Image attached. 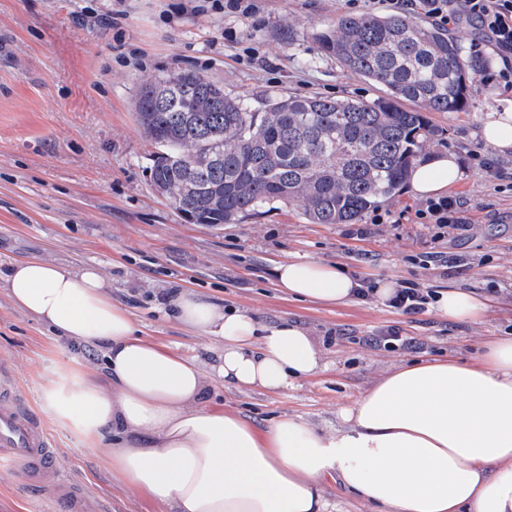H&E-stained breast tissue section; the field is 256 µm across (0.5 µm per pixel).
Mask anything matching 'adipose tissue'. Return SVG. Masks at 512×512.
<instances>
[{"label":"adipose tissue","mask_w":512,"mask_h":512,"mask_svg":"<svg viewBox=\"0 0 512 512\" xmlns=\"http://www.w3.org/2000/svg\"><path fill=\"white\" fill-rule=\"evenodd\" d=\"M458 173L454 154H437L414 169L410 191L443 194ZM273 274L297 301L342 306L361 286L315 257L280 262ZM6 288L15 307L102 360L95 375L69 356L43 389L46 412L166 512H330L329 480L370 512H512V338L488 340L472 363L393 367L333 425L285 414L259 432L202 397L217 383L282 394L322 372L324 353L303 327L263 324L180 291L177 319L218 344L206 369L142 336L96 266L21 260ZM433 309L477 323L487 305L448 289Z\"/></svg>","instance_id":"obj_1"}]
</instances>
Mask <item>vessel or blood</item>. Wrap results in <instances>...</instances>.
<instances>
[{
  "label": "vessel or blood",
  "instance_id": "obj_1",
  "mask_svg": "<svg viewBox=\"0 0 512 512\" xmlns=\"http://www.w3.org/2000/svg\"><path fill=\"white\" fill-rule=\"evenodd\" d=\"M13 381L0 369V471L23 474L33 484L49 486L67 512H103L86 491L69 482L55 463L54 444L40 417L13 396Z\"/></svg>",
  "mask_w": 512,
  "mask_h": 512
}]
</instances>
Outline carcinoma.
Instances as JSON below:
<instances>
[{
	"label": "carcinoma",
	"instance_id": "1",
	"mask_svg": "<svg viewBox=\"0 0 512 512\" xmlns=\"http://www.w3.org/2000/svg\"><path fill=\"white\" fill-rule=\"evenodd\" d=\"M323 53L385 89L374 101L269 93L256 109L191 70L159 75L135 104L154 148L150 181L191 224H233L295 205L309 224H356L394 196L440 130L465 112L491 61L404 14L346 13Z\"/></svg>",
	"mask_w": 512,
	"mask_h": 512
}]
</instances>
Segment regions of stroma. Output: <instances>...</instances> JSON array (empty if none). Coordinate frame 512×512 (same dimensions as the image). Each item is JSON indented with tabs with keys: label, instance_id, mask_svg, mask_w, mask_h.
I'll return each mask as SVG.
<instances>
[{
	"label": "stroma",
	"instance_id": "stroma-1",
	"mask_svg": "<svg viewBox=\"0 0 512 512\" xmlns=\"http://www.w3.org/2000/svg\"><path fill=\"white\" fill-rule=\"evenodd\" d=\"M251 18L194 13L188 0H125L119 27L107 19L112 0H0V365L20 397L42 415L63 473L108 512H165L132 494L100 454L82 448L43 406V388L69 346L10 301L5 279L13 262L39 257L77 267L96 265L112 297L142 333L171 351L210 366L214 341L175 318L174 293L193 289L212 303L282 318L308 329L327 369L283 394L216 387L206 402L237 412L257 427L296 414L335 423L386 370L410 361L476 360L493 336H512V152L478 135L482 117L512 104V92L479 76L464 112H434L442 135L428 153L457 155L459 179L450 195L466 201L468 225L443 240L422 224H383L363 240L343 224H309L294 206L236 224H190L152 188V146L136 121L140 87L154 77L195 70L220 81L226 95L257 103L266 93L315 94L367 101L380 89L321 53L314 35L332 26L338 0H257ZM237 39L225 41V31ZM256 50L238 60L239 45ZM479 151L494 170L472 167ZM316 257L367 281L413 280L487 297L475 324L433 313L406 316L378 300L328 306L283 299L274 266ZM396 325L424 344L389 352L366 337ZM0 512H63L34 485L0 478Z\"/></svg>",
	"mask_w": 512,
	"mask_h": 512
}]
</instances>
